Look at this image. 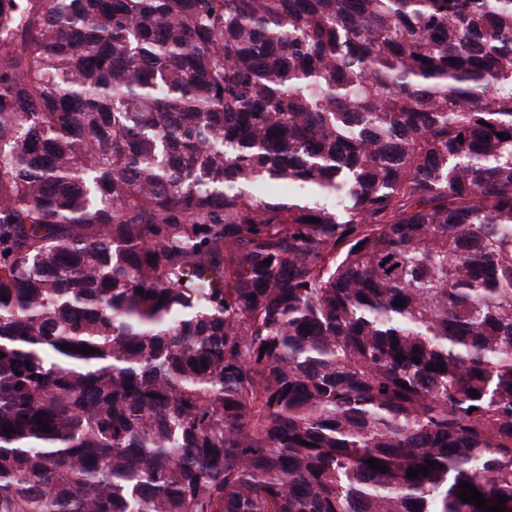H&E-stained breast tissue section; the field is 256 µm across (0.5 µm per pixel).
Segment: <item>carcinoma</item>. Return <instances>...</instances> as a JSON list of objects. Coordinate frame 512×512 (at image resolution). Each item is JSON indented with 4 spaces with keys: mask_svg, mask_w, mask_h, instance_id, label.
<instances>
[{
    "mask_svg": "<svg viewBox=\"0 0 512 512\" xmlns=\"http://www.w3.org/2000/svg\"><path fill=\"white\" fill-rule=\"evenodd\" d=\"M0 352V512H512V0H0Z\"/></svg>",
    "mask_w": 512,
    "mask_h": 512,
    "instance_id": "obj_1",
    "label": "carcinoma"
}]
</instances>
